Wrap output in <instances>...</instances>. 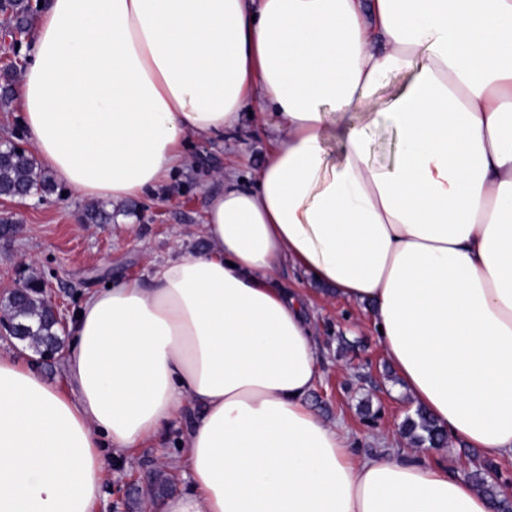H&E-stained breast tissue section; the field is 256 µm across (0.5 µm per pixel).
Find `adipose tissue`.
<instances>
[{
	"mask_svg": "<svg viewBox=\"0 0 512 512\" xmlns=\"http://www.w3.org/2000/svg\"><path fill=\"white\" fill-rule=\"evenodd\" d=\"M16 98L93 201L151 194L246 104L271 138L209 198L206 252L85 295L65 385L0 352V512H92L111 454L179 420L187 483L154 512H494L425 456L352 455L307 401L309 301L278 273L365 307L397 391L512 458V0H49ZM397 151L393 135L384 130L372 147L371 160L375 165L386 164L392 160Z\"/></svg>",
	"mask_w": 512,
	"mask_h": 512,
	"instance_id": "ef3b65f1",
	"label": "adipose tissue"
}]
</instances>
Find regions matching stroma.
<instances>
[{
  "instance_id": "stroma-1",
  "label": "stroma",
  "mask_w": 512,
  "mask_h": 512,
  "mask_svg": "<svg viewBox=\"0 0 512 512\" xmlns=\"http://www.w3.org/2000/svg\"><path fill=\"white\" fill-rule=\"evenodd\" d=\"M267 143L257 117L246 114L237 132L222 140L191 138L185 161L167 187L153 199L131 198L113 205L109 224L84 223L81 216L88 202L71 192L8 206L18 229L0 236V289L36 272L49 283L53 298L76 306L86 292L118 278L146 275L153 263L178 250L203 252L207 243L201 224L209 195L223 185L226 173L253 175ZM306 291L321 368L310 405L325 420L347 427L355 453L373 455L383 447L396 456L408 452L400 425L414 407L392 392L398 377L368 312L337 299L327 287L310 285ZM179 436L171 431L168 442L118 457L109 467L107 495L95 512H125L118 484L140 482L161 454L176 486H183Z\"/></svg>"
}]
</instances>
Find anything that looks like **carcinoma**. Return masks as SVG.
<instances>
[{
	"mask_svg": "<svg viewBox=\"0 0 512 512\" xmlns=\"http://www.w3.org/2000/svg\"><path fill=\"white\" fill-rule=\"evenodd\" d=\"M0 12L8 15L9 22L18 31H24L34 14L31 0H0ZM53 176L37 167L32 153L15 149L10 142L0 146V196L15 197L25 194L40 199L55 191ZM84 220L90 224H108L112 222V212L105 205L97 204L86 209ZM40 278L29 279L31 290L22 299H6L0 302V313L16 323L24 325L27 330V348L40 354L49 345L61 349L64 346L62 329L54 319L51 305L44 293L37 290ZM402 433L417 447L441 448L447 443L443 433L432 416L424 409H416L414 415L406 417ZM494 469L487 463L484 471L472 475L477 489L495 500L497 512H512V502L502 498L496 485L487 481L484 473ZM173 480L166 468L159 466L152 473L149 486L134 504L142 503L143 498L152 500L166 496L172 491Z\"/></svg>",
	"mask_w": 512,
	"mask_h": 512,
	"instance_id": "cac0c4a2",
	"label": "carcinoma"
}]
</instances>
